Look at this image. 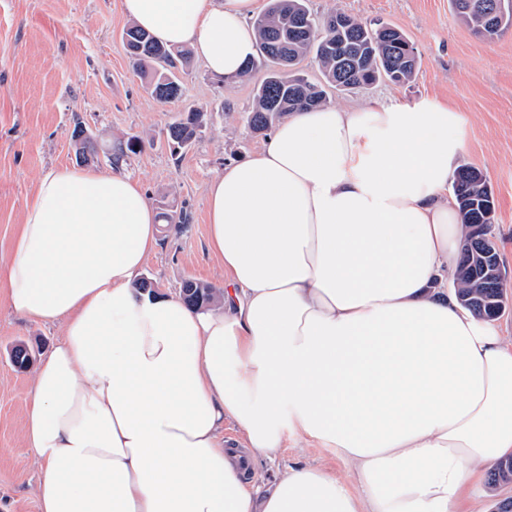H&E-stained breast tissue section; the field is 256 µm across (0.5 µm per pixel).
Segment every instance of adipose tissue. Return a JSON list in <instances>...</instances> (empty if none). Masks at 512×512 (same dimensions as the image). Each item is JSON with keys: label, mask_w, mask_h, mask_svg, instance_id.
Instances as JSON below:
<instances>
[{"label": "adipose tissue", "mask_w": 512, "mask_h": 512, "mask_svg": "<svg viewBox=\"0 0 512 512\" xmlns=\"http://www.w3.org/2000/svg\"><path fill=\"white\" fill-rule=\"evenodd\" d=\"M124 5L216 78L254 55L259 0ZM463 146L427 100L288 115L209 184L214 311L134 288L158 242L137 180L42 175L0 271L14 313L64 325L29 393L40 512H464L512 454V344L456 295ZM228 423L251 453L306 437L350 473L292 468L257 495Z\"/></svg>", "instance_id": "adipose-tissue-1"}]
</instances>
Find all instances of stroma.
I'll use <instances>...</instances> for the list:
<instances>
[{
    "label": "stroma",
    "mask_w": 512,
    "mask_h": 512,
    "mask_svg": "<svg viewBox=\"0 0 512 512\" xmlns=\"http://www.w3.org/2000/svg\"><path fill=\"white\" fill-rule=\"evenodd\" d=\"M308 6L319 16L340 11L398 28L419 55L410 82L332 88L328 105L431 100L457 113L465 144L454 164L478 168L494 197L493 231L506 284V313L496 328L512 340V29L484 40L449 0H308ZM129 23L124 0H0V270L13 259L24 206L39 178L75 166L72 131L79 120L98 143L116 150L141 136L142 147L120 161L118 171L143 184L156 211L187 218L181 226L161 225L159 247L142 276L157 292L175 296L189 279L223 289L224 269L208 246L207 189L226 166L247 159L267 139L246 123L266 65L256 62L248 78L227 82L192 59L180 75L181 99L161 104L122 44ZM192 106L207 109V127L190 145L173 149L166 128ZM62 336L61 323L30 322L0 297V512H39L38 467L24 430L34 371L19 370L11 352L26 345L37 363ZM297 466L339 476L350 470L333 449L291 437L274 458L253 461L248 482L264 489Z\"/></svg>",
    "instance_id": "stroma-1"
}]
</instances>
